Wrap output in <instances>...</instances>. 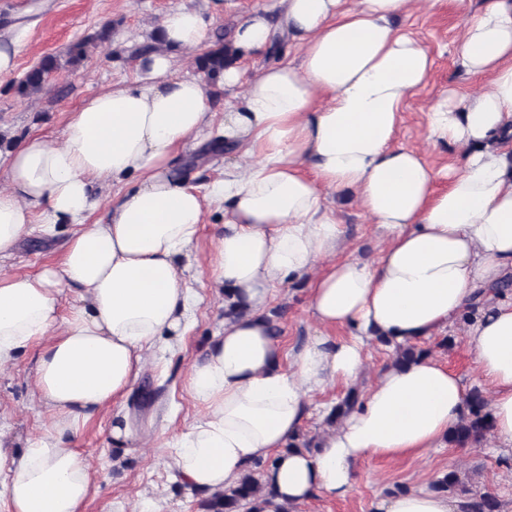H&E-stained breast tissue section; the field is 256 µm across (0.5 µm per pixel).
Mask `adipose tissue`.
<instances>
[{
	"instance_id": "ef3b65f1",
	"label": "adipose tissue",
	"mask_w": 512,
	"mask_h": 512,
	"mask_svg": "<svg viewBox=\"0 0 512 512\" xmlns=\"http://www.w3.org/2000/svg\"><path fill=\"white\" fill-rule=\"evenodd\" d=\"M413 0H272L239 22V56L269 54L284 37L298 63H273L250 82L237 66L223 83L245 85L218 135L248 149L247 164L199 192L174 174L177 152L210 123V89L174 75L173 53L201 45L204 15L180 8L163 20L164 53L140 60V78L97 92L73 112L61 144L25 139L0 152V263L19 241L70 228L59 263L37 275H0V370L38 349L36 395L50 416L23 454L0 442L7 476L0 512H83L94 472L74 448L91 417L115 407L149 367L185 335L199 297L186 287L207 203L224 207L212 275L235 314L193 362L187 392L198 415L156 445L173 480L208 495L237 483L258 462L267 491L261 512L313 498L343 499L353 465L444 447L468 412V392L444 364L424 357L387 367L320 440L293 450L315 397L351 385L373 337L414 343L452 327L480 293L512 273V0H484L455 45L485 90L455 91L428 108L426 138L452 150L444 173L395 141L411 92L431 59L394 24ZM448 188L435 189L438 176ZM138 177L106 222L93 221L98 188ZM352 190L382 246L376 257L345 255L327 202ZM309 281L318 331L284 349L269 322L275 290ZM74 293L62 307L64 292ZM345 329L342 337L333 336ZM469 349L489 390V445L512 463V298L488 302L466 325ZM115 447L137 435L112 416ZM461 500L418 486L375 501L374 512H461Z\"/></svg>"
}]
</instances>
